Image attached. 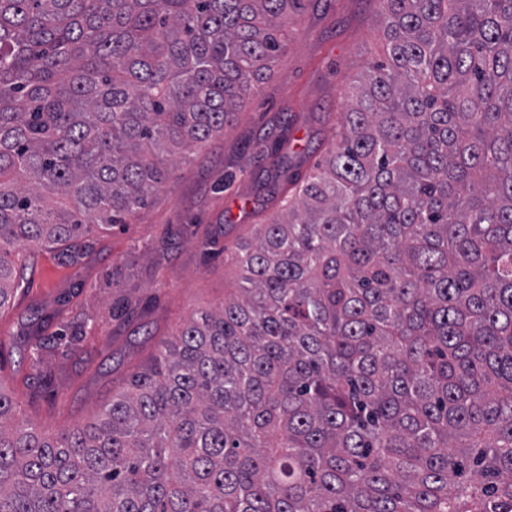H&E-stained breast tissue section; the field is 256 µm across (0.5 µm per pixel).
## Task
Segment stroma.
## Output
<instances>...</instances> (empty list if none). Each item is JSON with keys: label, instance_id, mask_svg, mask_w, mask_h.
I'll list each match as a JSON object with an SVG mask.
<instances>
[{"label": "stroma", "instance_id": "obj_1", "mask_svg": "<svg viewBox=\"0 0 512 512\" xmlns=\"http://www.w3.org/2000/svg\"><path fill=\"white\" fill-rule=\"evenodd\" d=\"M381 12V0H304L257 95L190 152L154 202L55 254L16 251L26 282L0 314V386L24 417L48 431L88 424L161 340L235 294L236 245L283 213L267 150L288 123V153H303L307 168L324 155L341 129L344 88L385 58ZM61 300L70 314L60 322L50 314ZM116 305L127 315L113 317Z\"/></svg>", "mask_w": 512, "mask_h": 512}]
</instances>
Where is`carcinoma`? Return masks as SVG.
Returning <instances> with one entry per match:
<instances>
[{
  "label": "carcinoma",
  "mask_w": 512,
  "mask_h": 512,
  "mask_svg": "<svg viewBox=\"0 0 512 512\" xmlns=\"http://www.w3.org/2000/svg\"><path fill=\"white\" fill-rule=\"evenodd\" d=\"M300 0H0V309L20 245L150 205ZM387 57L287 216L82 429L0 387V512H512V0H383Z\"/></svg>",
  "instance_id": "1"
}]
</instances>
